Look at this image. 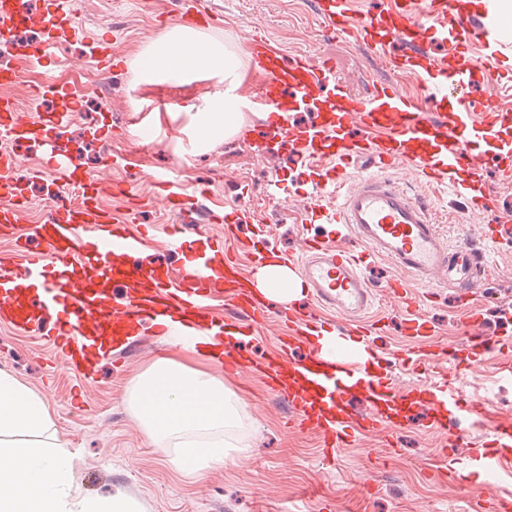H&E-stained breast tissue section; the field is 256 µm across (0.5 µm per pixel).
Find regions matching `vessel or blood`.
<instances>
[{
    "label": "vessel or blood",
    "mask_w": 512,
    "mask_h": 512,
    "mask_svg": "<svg viewBox=\"0 0 512 512\" xmlns=\"http://www.w3.org/2000/svg\"><path fill=\"white\" fill-rule=\"evenodd\" d=\"M316 12L329 33L361 37L393 70L411 75L429 102L421 107L387 83L374 86L367 97L352 96L331 83L330 63L286 54L262 36L253 40L263 74L256 97L268 115L263 131L270 142L326 162L311 182L308 212L311 219L339 225L340 237L356 248L313 241L306 255L291 257L265 241L251 254L259 265L293 269L307 300L345 316V325L294 307H272L253 291L238 261L217 239L204 253L187 258L189 275L171 284L145 261L146 232L131 234L113 223L98 205L99 182L76 160L55 154L48 157L50 171L67 185L80 186L83 203L61 204L44 223L31 225L46 256L33 263L30 274L0 284V314L13 325L29 327L52 313L55 347L68 364L86 368L101 352L125 351L150 320L173 318L189 331L219 337L225 370L260 365L270 394L289 408L300 429L319 434L321 455L330 460L358 436L407 426L420 413L444 431L449 418L479 411L465 398L456 372L426 387L401 391L392 385L373 349L377 327L365 318L373 292L362 269L383 258L400 270L386 288L405 305L406 335L432 333L420 311L421 298L409 289L411 276L426 286L447 279L460 290L468 324H479L468 301L484 272L481 254L469 246L447 245L427 206L386 173L413 162L426 184L448 187L472 209L497 212L498 198L483 179V161L494 156L500 179L512 181V111L498 104L496 94L471 102L466 94L485 83L498 49L512 45V19L489 7L463 15L455 0H374L360 18L351 0H317ZM70 14V0H45L41 22L53 30ZM433 42L445 46L444 55L429 53ZM477 46L486 49L484 60L471 55ZM304 110L315 113V121L289 127V114ZM351 179L356 185L349 190L345 184ZM154 185L177 218L168 236L171 245H178L185 231L180 220L198 191L165 178ZM119 286L125 289L120 297L115 294ZM216 292L224 293L232 316L218 320L204 311L202 300ZM271 314L290 331L279 336L275 352L257 363L241 347ZM494 433V450L476 459L487 480L512 458V421H498Z\"/></svg>",
    "instance_id": "1"
}]
</instances>
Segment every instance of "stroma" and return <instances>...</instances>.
<instances>
[{
  "mask_svg": "<svg viewBox=\"0 0 512 512\" xmlns=\"http://www.w3.org/2000/svg\"><path fill=\"white\" fill-rule=\"evenodd\" d=\"M208 3L217 18L198 31L244 50L242 95L254 96L261 81L248 53L257 34L309 59L329 60L336 83L353 96L367 97L382 82L403 94L419 93L412 77L391 70L366 43L326 32L315 14V0ZM174 8L173 0H76L72 14L76 37L49 53L38 48L43 40L39 32L31 43L14 45L16 81L0 87V96L11 98L14 117L22 122L35 110L58 112L55 98L38 93L45 74L62 85L89 80L96 73L100 44L109 43L121 62L112 75V97L104 104L95 93L86 94L80 110L65 116L57 149L76 158L103 185L117 181L126 185V195L103 194L102 207L121 221L130 205H137L142 223L154 227L145 243L148 256L173 277L184 274L185 268L181 255L167 249L168 205L154 193L157 176L204 189V206L216 214L231 208L261 213L263 223L242 221L228 227L220 221L207 225L206 235H191L184 241L186 251L192 253L205 236L223 239L251 279L256 274L249 257L253 239L262 237L279 250L300 254L308 240L333 236L336 227L308 221L303 194L311 188L309 162L285 148L267 150L259 135L263 120L257 112H249L239 135L203 154L193 151L183 122L166 119L168 108L202 103L224 87L220 79L199 74L176 80L140 77V57L181 23ZM156 119L161 122V142L135 140L137 129ZM43 151L37 135L24 140L16 154L10 142L0 140V153L13 156L12 167L0 176L16 183L26 199L20 222L0 232V259L15 268L26 263L18 255L17 238L47 216L50 192L65 189L59 176L44 172ZM388 175L410 195L432 204L447 242L469 243L482 251L486 271L474 297L482 316L478 331L495 343L512 342V238L486 240L484 231L493 221L492 214L475 212L454 201L446 188L427 185L413 166H396ZM396 274L385 259L369 271L375 288L369 314L379 323L377 353L395 387L404 390L444 370L443 364L419 360L421 351L436 344L464 350L470 330L455 289L442 284L435 288L434 300L424 306L434 323L433 336H404L405 308L383 289L385 280ZM50 330L47 323L22 330L0 317V370L12 373L44 400L57 436L77 454L74 482L86 495L119 490L136 501L141 512H485L512 492V472L493 483L474 482L469 490L441 477L444 461L438 450L444 435L418 421L359 436L338 449L333 462H324L318 436L293 426L288 408L266 391L261 375L251 367L224 374L239 399L244 451L204 477L189 479L154 447L125 401L132 377L157 356H172V348L146 347L117 364L110 356L99 357L95 374L88 377L64 365L62 355L47 340ZM464 373L465 396L486 410L477 426L455 429L461 467L468 473L475 469L472 449L492 448L496 421L512 419V407L504 404L512 397V350H495Z\"/></svg>",
  "mask_w": 512,
  "mask_h": 512,
  "instance_id": "1",
  "label": "stroma"
}]
</instances>
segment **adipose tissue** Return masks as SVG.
I'll list each match as a JSON object with an SVG mask.
<instances>
[{
	"instance_id": "ef3b65f1",
	"label": "adipose tissue",
	"mask_w": 512,
	"mask_h": 512,
	"mask_svg": "<svg viewBox=\"0 0 512 512\" xmlns=\"http://www.w3.org/2000/svg\"><path fill=\"white\" fill-rule=\"evenodd\" d=\"M241 50L176 26L142 60L146 76L203 74L224 81L204 105L186 107L185 128L194 149L233 137L246 114L237 89ZM181 352L152 363L131 380L127 403L147 437L170 462L197 479L240 450L241 417L235 391L222 375L195 366L191 338L168 331ZM0 512H136L122 495L87 498L73 488V455L59 442L42 399L0 371Z\"/></svg>"
}]
</instances>
